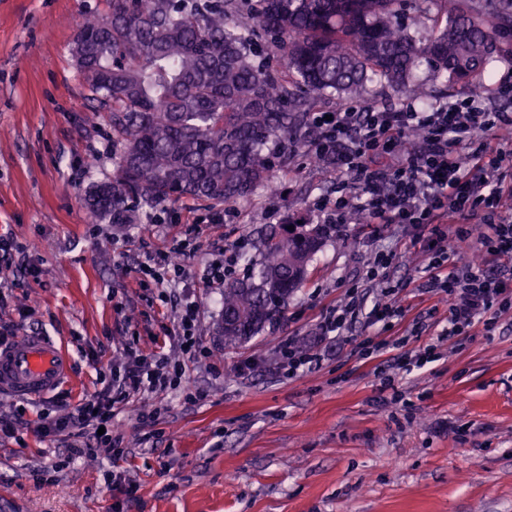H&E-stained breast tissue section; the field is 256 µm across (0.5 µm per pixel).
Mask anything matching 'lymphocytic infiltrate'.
<instances>
[{
    "label": "lymphocytic infiltrate",
    "mask_w": 512,
    "mask_h": 512,
    "mask_svg": "<svg viewBox=\"0 0 512 512\" xmlns=\"http://www.w3.org/2000/svg\"><path fill=\"white\" fill-rule=\"evenodd\" d=\"M308 150L336 168L334 196L318 204L321 224H348L353 217L373 229L409 238L428 258L426 288L448 304L442 340L456 344L476 326L492 329L512 310V113L467 94L423 108L407 103L398 109L346 105L332 116L309 115ZM476 237L481 265L458 263L448 252L449 238ZM194 257L198 249L177 241L172 252H157L136 270V283L170 304L177 329L169 351L126 350L101 378L93 394L64 413L40 415L43 440L66 441L72 455L102 448L121 452L123 437L112 421L118 410L146 395L169 391L192 394L191 368L205 357L198 336L200 312L180 291L185 270L170 265V253ZM396 250L375 252L368 281L384 287L374 303L357 290L325 314L323 335L343 334L365 321L390 331L404 314L402 289L387 285L391 268L401 263Z\"/></svg>",
    "instance_id": "lymphocytic-infiltrate-1"
}]
</instances>
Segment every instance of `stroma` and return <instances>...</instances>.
<instances>
[{"mask_svg": "<svg viewBox=\"0 0 512 512\" xmlns=\"http://www.w3.org/2000/svg\"><path fill=\"white\" fill-rule=\"evenodd\" d=\"M106 9V0H0V233L31 248L40 269L14 267L0 318L62 344L70 360L68 381L47 398L0 394V415L31 424L92 393L124 348H151L176 328L170 308L147 304L133 285L148 206L132 204L124 224L94 222L87 208L92 187L115 171L112 123L71 48L76 17ZM467 91L423 63L407 86L373 80L359 100L398 107ZM333 183L328 164L300 146L269 186L236 201L237 217L201 225L198 254L184 262L208 353L192 372L200 400L167 394L152 423L140 403L125 406L117 460L99 450L72 458L32 427L23 444L0 438V512H512V314L493 333L474 328L462 348L439 344L448 305L425 289L427 262L409 245L390 272L405 286L406 311L384 334L388 356L436 343L439 361L408 372L388 356L362 357L375 325L322 335L326 311L363 282L376 248L366 224L337 225L278 321L236 345L217 335L224 289L199 285L210 254L237 249L235 278L249 280L260 231L307 223ZM167 209L171 223L151 239L162 250L219 207L183 200ZM288 340L318 364L288 377ZM386 377L407 404L382 393Z\"/></svg>", "mask_w": 512, "mask_h": 512, "instance_id": "stroma-1", "label": "stroma"}]
</instances>
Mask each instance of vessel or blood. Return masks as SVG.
Segmentation results:
<instances>
[{"label": "vessel or blood", "instance_id": "1", "mask_svg": "<svg viewBox=\"0 0 512 512\" xmlns=\"http://www.w3.org/2000/svg\"><path fill=\"white\" fill-rule=\"evenodd\" d=\"M68 377L67 354L46 337L23 332L10 345L0 346V393L40 399Z\"/></svg>", "mask_w": 512, "mask_h": 512}]
</instances>
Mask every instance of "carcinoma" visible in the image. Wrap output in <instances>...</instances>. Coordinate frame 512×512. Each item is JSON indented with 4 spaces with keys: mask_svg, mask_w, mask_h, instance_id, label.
I'll list each match as a JSON object with an SVG mask.
<instances>
[{
    "mask_svg": "<svg viewBox=\"0 0 512 512\" xmlns=\"http://www.w3.org/2000/svg\"><path fill=\"white\" fill-rule=\"evenodd\" d=\"M81 17L76 54L97 111L112 113L120 145L91 213L121 221L129 205L183 198L230 204L288 165V140L316 99L356 97L368 73L392 88L425 61L474 87L493 56H512V9L501 0H415L444 24L422 40L397 0H110ZM272 230L258 279L224 288L218 327L227 344L276 321L327 237Z\"/></svg>",
    "mask_w": 512,
    "mask_h": 512,
    "instance_id": "cac0c4a2",
    "label": "carcinoma"
}]
</instances>
